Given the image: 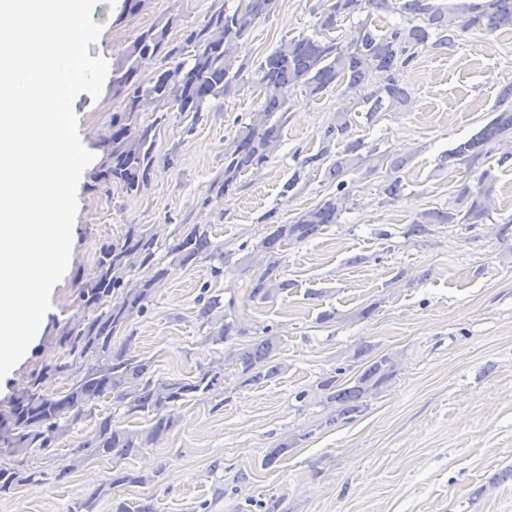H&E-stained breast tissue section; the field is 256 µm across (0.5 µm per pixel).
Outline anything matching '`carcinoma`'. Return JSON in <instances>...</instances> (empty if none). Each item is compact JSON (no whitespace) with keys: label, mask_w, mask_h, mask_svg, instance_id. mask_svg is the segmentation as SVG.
<instances>
[{"label":"carcinoma","mask_w":512,"mask_h":512,"mask_svg":"<svg viewBox=\"0 0 512 512\" xmlns=\"http://www.w3.org/2000/svg\"><path fill=\"white\" fill-rule=\"evenodd\" d=\"M275 0H243L235 8L220 7L205 24L184 31L181 44L173 46L170 34L177 27L175 15L160 17L143 28L112 64V98L121 100L120 110L112 113L108 131L100 147L103 155L94 173L95 181L106 190L119 188L137 195L148 188L155 164L156 135L169 119L166 112L144 116L151 102L161 97L178 103V111L192 114L196 124L208 102L226 95L242 79L243 67H234V49L248 36L256 21L273 10ZM397 13L401 22L387 30L372 24V16ZM362 14L345 41L328 38L327 33L342 21ZM504 27L512 28V0H324L320 4L315 31L281 41L257 69L256 85L261 101L249 113L248 121L236 132L224 151V178L216 181L218 190H237L241 174L260 169L279 146L287 94L294 88L311 97L326 89L346 84L368 118L389 109L408 106L409 95L402 73L419 49H441L472 32L491 35ZM159 58L160 66L143 77L140 64L145 58ZM495 116L471 138L457 144L445 156L448 165H471L512 142V85L505 86L493 107ZM343 145L330 159L331 142ZM364 142L351 135V122L345 112L336 113L322 135V147L303 158L300 168L322 165L328 179L345 188L342 177L363 162ZM494 176L483 170L475 184L463 183L455 190L453 205L446 210L430 209L413 221L408 232L414 236L429 233L431 224H482L490 218ZM345 198H324L301 213L291 224H268L251 251L237 260L239 271L249 272L255 260L260 268L248 278L246 301L266 302L290 286L282 248L309 240L331 224L338 223ZM156 235L135 224L124 234L103 242L85 279L77 283L81 314L58 324L51 336L64 359L31 369L22 386L0 408V456L24 458L32 451L57 447L79 425L94 422L93 429L72 449V471L92 458L115 461L134 457L147 448L157 447L177 428V409L195 402H209L211 410L224 407V365L230 364L246 386L271 379L282 370L278 359L281 339L269 328L249 336L228 312L215 315L220 298L203 286L197 299L196 317L206 329V338L228 345V355L201 369L191 378L165 379L152 371L151 360L131 354L132 337L118 343V333L130 318L147 312L155 286L168 276L169 266L157 257ZM166 255L180 266L200 260L210 261L211 276L224 275L223 245L211 240L210 231L198 225L182 232L168 245ZM144 271L140 283L132 285L134 271ZM68 375L69 387L48 392V380ZM395 361L388 355L373 354L372 346L357 347L350 364L317 383L320 397L334 407L329 423H347L362 415L370 398L392 379ZM111 399L128 417L146 415L143 428L122 427L112 414L99 416L98 404ZM306 438L304 434L280 440L266 458L276 463ZM42 475L38 470H20L0 464V494H8ZM151 478L120 469L104 480L86 498L75 503L74 512H94L100 496L117 487L143 485Z\"/></svg>","instance_id":"carcinoma-1"}]
</instances>
